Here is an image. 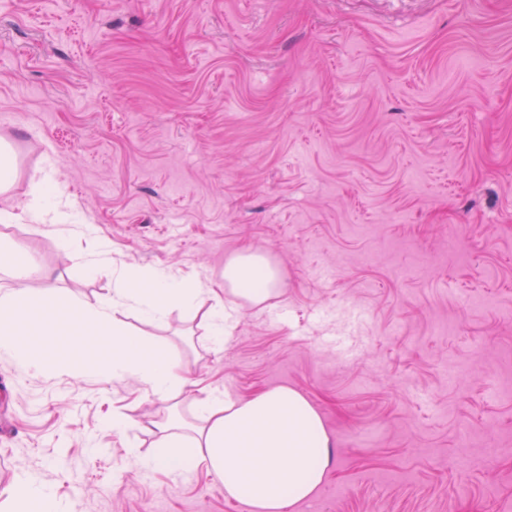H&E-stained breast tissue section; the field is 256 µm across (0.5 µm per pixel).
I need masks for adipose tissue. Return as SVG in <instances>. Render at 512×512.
I'll list each match as a JSON object with an SVG mask.
<instances>
[{
	"instance_id": "1",
	"label": "adipose tissue",
	"mask_w": 512,
	"mask_h": 512,
	"mask_svg": "<svg viewBox=\"0 0 512 512\" xmlns=\"http://www.w3.org/2000/svg\"><path fill=\"white\" fill-rule=\"evenodd\" d=\"M281 269L265 253L244 249L224 261L222 300L203 307L214 290L198 279L154 269L126 274L110 299L91 305L55 288L0 293V353L17 366L53 377L87 375L110 382L135 378L145 397L177 403L185 385L161 344L117 320V308L162 320L173 308L202 312L210 336L222 343L241 302L261 305L283 294ZM48 327L55 343L36 347L33 334ZM199 424L185 432L173 420L157 424L158 438L145 468L172 471L204 466L225 494L250 512H289L311 500L330 465L333 441L321 415L298 391L273 387L247 398L209 393L195 401Z\"/></svg>"
}]
</instances>
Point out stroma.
Masks as SVG:
<instances>
[{
  "label": "stroma",
  "instance_id": "1",
  "mask_svg": "<svg viewBox=\"0 0 512 512\" xmlns=\"http://www.w3.org/2000/svg\"><path fill=\"white\" fill-rule=\"evenodd\" d=\"M2 113L0 235L35 272L0 287L95 304L134 267L219 289L249 246L287 288L220 346L181 309L117 312L177 363L175 411L0 355V512L24 479L66 512H248L135 457L147 421L275 386L334 441L292 512H512V0H0ZM40 175L69 234L31 215ZM99 249L114 265L88 274Z\"/></svg>",
  "mask_w": 512,
  "mask_h": 512
}]
</instances>
